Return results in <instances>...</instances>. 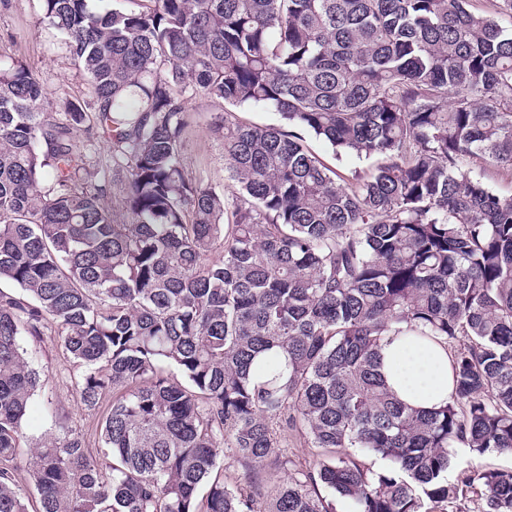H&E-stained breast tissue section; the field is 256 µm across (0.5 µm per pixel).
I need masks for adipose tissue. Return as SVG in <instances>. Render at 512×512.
I'll return each instance as SVG.
<instances>
[{
	"label": "adipose tissue",
	"instance_id": "1",
	"mask_svg": "<svg viewBox=\"0 0 512 512\" xmlns=\"http://www.w3.org/2000/svg\"><path fill=\"white\" fill-rule=\"evenodd\" d=\"M452 359L446 345L417 336H397L379 352V371L404 402L430 410L453 392Z\"/></svg>",
	"mask_w": 512,
	"mask_h": 512
}]
</instances>
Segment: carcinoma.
I'll return each mask as SVG.
<instances>
[{
	"instance_id": "carcinoma-1",
	"label": "carcinoma",
	"mask_w": 512,
	"mask_h": 512,
	"mask_svg": "<svg viewBox=\"0 0 512 512\" xmlns=\"http://www.w3.org/2000/svg\"><path fill=\"white\" fill-rule=\"evenodd\" d=\"M42 0L91 106L52 116L17 62L0 67V512H512V0ZM226 106L224 191L183 163L186 104ZM274 111L246 122L227 107ZM125 172L116 223L75 130ZM375 159L350 185L303 133ZM53 330L89 409L18 448L43 377L23 338ZM445 342L454 394L412 408L378 372L400 335ZM317 450L279 456L288 433ZM228 453L246 481L228 473ZM390 463L381 471L362 457ZM284 478L267 487L268 465Z\"/></svg>"
}]
</instances>
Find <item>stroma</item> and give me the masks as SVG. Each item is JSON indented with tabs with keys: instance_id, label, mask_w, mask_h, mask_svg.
I'll return each mask as SVG.
<instances>
[{
	"instance_id": "stroma-1",
	"label": "stroma",
	"mask_w": 512,
	"mask_h": 512,
	"mask_svg": "<svg viewBox=\"0 0 512 512\" xmlns=\"http://www.w3.org/2000/svg\"><path fill=\"white\" fill-rule=\"evenodd\" d=\"M23 62L43 86L46 103L60 112L69 100L89 101V89L84 73L70 52L65 36L43 15L40 0H0V64ZM191 122L184 135L183 159L190 173L203 183L224 189V150L210 125L219 106L198 97L188 103ZM77 148L95 151L100 163L98 176L110 183L112 178V146L94 131L75 133ZM109 208L118 206V189L111 185L104 198ZM36 366L45 378L43 389L33 400L25 437L18 450L19 484L28 480L27 465L36 440L56 433V414L66 415L73 429L96 441L100 411L87 410L80 404L74 389L78 369L63 351L56 335L28 343Z\"/></svg>"
}]
</instances>
